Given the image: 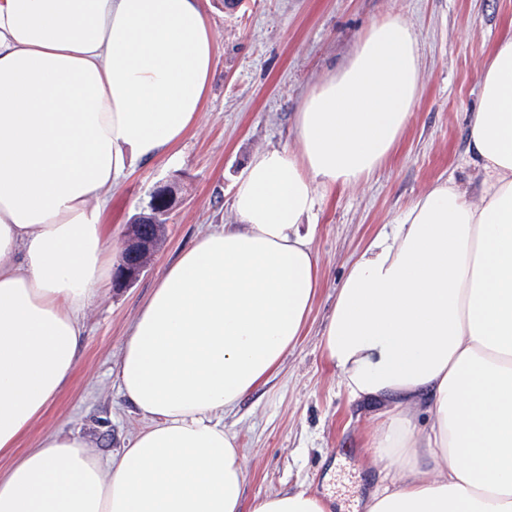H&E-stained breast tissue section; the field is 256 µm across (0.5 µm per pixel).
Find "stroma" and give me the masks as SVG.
I'll return each instance as SVG.
<instances>
[{
    "instance_id": "obj_1",
    "label": "stroma",
    "mask_w": 512,
    "mask_h": 512,
    "mask_svg": "<svg viewBox=\"0 0 512 512\" xmlns=\"http://www.w3.org/2000/svg\"><path fill=\"white\" fill-rule=\"evenodd\" d=\"M217 44V65L200 126L173 155L138 166L113 190L104 221L123 243L156 185L174 186L178 202L146 271L109 288L87 310L79 364L61 395L21 437L38 447L46 435L84 437L93 453L117 454L145 426L122 394L121 348L162 268L202 233L236 223L235 183L259 151L295 147L293 118L306 94L342 67L375 22L399 15L420 48L421 93L394 153L354 189L319 195L313 246L322 286L298 345L270 382L224 415L237 435L245 498L281 491L331 493L354 512L381 485L386 462L367 443L382 407L350 401L327 365L322 333L351 258L436 183L473 188L467 120L478 108L479 67L512 26V0H203Z\"/></svg>"
}]
</instances>
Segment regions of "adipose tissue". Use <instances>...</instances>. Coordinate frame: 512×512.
I'll use <instances>...</instances> for the list:
<instances>
[{
  "instance_id": "obj_1",
  "label": "adipose tissue",
  "mask_w": 512,
  "mask_h": 512,
  "mask_svg": "<svg viewBox=\"0 0 512 512\" xmlns=\"http://www.w3.org/2000/svg\"><path fill=\"white\" fill-rule=\"evenodd\" d=\"M217 62L202 0H0V455L62 391L81 315L111 280L103 215L140 163L203 116ZM396 15L374 23L295 114L297 150L254 154L239 219L163 267L122 346L120 385L150 424L118 454L51 434L0 474V512H328L244 501L219 416L279 369L320 286L317 189L359 185L420 94ZM477 193L435 184L351 262L322 335L350 398L382 404L390 486L365 512H512V32L479 71Z\"/></svg>"
}]
</instances>
